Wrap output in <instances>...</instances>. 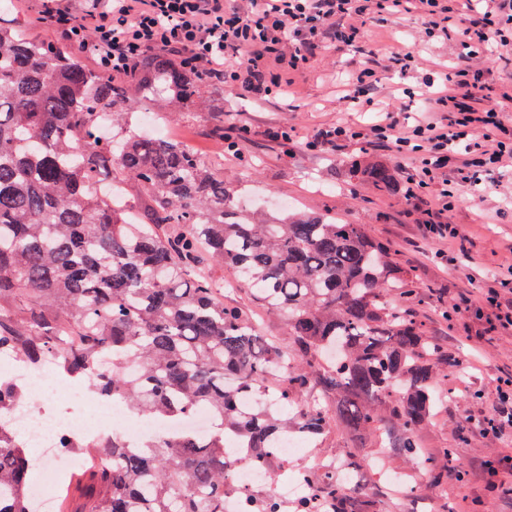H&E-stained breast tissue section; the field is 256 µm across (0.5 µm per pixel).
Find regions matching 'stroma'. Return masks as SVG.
I'll list each match as a JSON object with an SVG mask.
<instances>
[{
  "label": "stroma",
  "instance_id": "obj_1",
  "mask_svg": "<svg viewBox=\"0 0 512 512\" xmlns=\"http://www.w3.org/2000/svg\"><path fill=\"white\" fill-rule=\"evenodd\" d=\"M43 0H0V25H24L32 34L50 40L54 34L40 17ZM424 19L417 14H384L368 31L367 49H330L298 71L280 68L282 92L261 100H241L223 85L206 83L204 112H182L164 120V135L191 144L206 160L238 185L243 195H264L266 203L283 202L309 213H329L345 224L365 225L389 249L394 263L408 274L410 298H398L394 307L405 310L425 335L437 341L446 359L437 370L445 386L436 394L433 416L418 434L424 452L439 456L453 447L464 479L434 484L417 463L402 451L388 447L379 434L354 433L336 423L313 439L288 462H274L278 479L300 471L316 473L330 461L346 466L361 463L363 512H512V477L509 493L490 496L486 465L512 455L511 438L480 433L478 420L492 410L494 380L512 372V334L491 329L486 319L453 314L463 303L477 308L485 282L512 270V185L503 184L490 194L467 188L462 202L442 219L460 225L467 255L458 267L438 258L442 243L422 237L420 212L399 193L378 191L355 172V164L379 162L394 166L384 147L350 143L331 150L311 151L305 143L324 125L343 122L365 126L376 119L370 111L345 105L342 97L352 73L367 66L369 50L413 52L419 68L405 76L380 70L379 99L390 97L398 86L412 87L424 73L453 66L462 52L456 34L423 38ZM241 126L239 157L226 155L213 136L221 120ZM288 128L291 139H273V130ZM224 281V300L244 304L265 335L289 344L283 316L267 311L253 297L249 284L235 279L221 265L211 268Z\"/></svg>",
  "mask_w": 512,
  "mask_h": 512
}]
</instances>
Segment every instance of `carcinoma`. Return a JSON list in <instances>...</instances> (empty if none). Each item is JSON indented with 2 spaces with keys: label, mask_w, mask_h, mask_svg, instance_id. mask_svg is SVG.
Listing matches in <instances>:
<instances>
[{
  "label": "carcinoma",
  "mask_w": 512,
  "mask_h": 512,
  "mask_svg": "<svg viewBox=\"0 0 512 512\" xmlns=\"http://www.w3.org/2000/svg\"><path fill=\"white\" fill-rule=\"evenodd\" d=\"M202 86L153 54L131 84L116 83L65 44L0 28V346L29 364L54 356L65 375L91 378L135 413L179 421L202 410L212 421L203 437L91 444L101 463L79 512H224L237 492L227 442L267 466L280 436L313 437L335 419L353 432L398 428L394 447L434 482L448 479L416 441L442 350L391 305L411 289L388 249L363 224L243 206L187 145L128 120L140 100L163 116ZM102 163L141 188L140 213L97 191ZM360 173L398 189L385 164ZM205 258L285 316L289 347L224 303ZM268 388L274 403L242 402ZM323 393L337 395L334 409ZM21 398L0 379V416ZM29 469L19 432L0 419V512H34ZM314 495L353 512L355 498L329 477Z\"/></svg>",
  "instance_id": "1"
}]
</instances>
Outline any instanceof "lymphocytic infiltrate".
<instances>
[{
	"instance_id": "1",
	"label": "lymphocytic infiltrate",
	"mask_w": 512,
	"mask_h": 512,
	"mask_svg": "<svg viewBox=\"0 0 512 512\" xmlns=\"http://www.w3.org/2000/svg\"><path fill=\"white\" fill-rule=\"evenodd\" d=\"M50 0L42 20L81 52L94 53L107 75L131 74L146 54L169 56L184 70L206 74L238 95L262 99L278 86L262 72L271 57L290 69L310 63L326 44L359 48L367 23L382 13L418 10L425 34L444 37L454 21L448 0ZM469 17L457 33L464 48L453 77L426 73L413 121L371 97L378 72L357 76L345 102L375 110L367 126L339 123L317 131L310 150L352 142L392 152L406 184L404 198L421 208L433 196L439 212L453 211L461 186L493 192L512 174V121L501 112L487 78L502 51L512 52V0H468ZM460 184L446 185L449 174ZM496 405L482 424L495 437L512 435V374L496 380Z\"/></svg>"
}]
</instances>
